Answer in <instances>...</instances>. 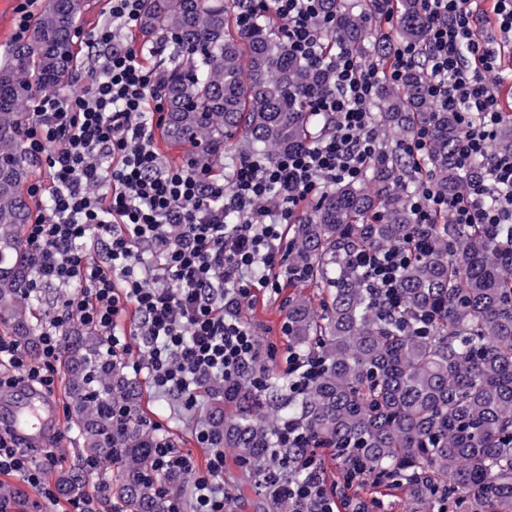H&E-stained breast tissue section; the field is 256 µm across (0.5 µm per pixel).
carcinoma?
Returning a JSON list of instances; mask_svg holds the SVG:
<instances>
[{
  "label": "carcinoma",
  "mask_w": 512,
  "mask_h": 512,
  "mask_svg": "<svg viewBox=\"0 0 512 512\" xmlns=\"http://www.w3.org/2000/svg\"><path fill=\"white\" fill-rule=\"evenodd\" d=\"M89 9L90 0H47L32 39L0 63V320L31 348L43 299L25 294L34 259L22 188L34 165L22 136L34 93L68 80ZM393 9L399 37L425 45L419 0H395ZM323 12L335 19L330 45L357 57L383 21L376 0H324ZM139 29L172 47L158 71L162 137L190 148L199 164H217L228 143L273 162L332 130V117L306 105L330 89L331 71L294 57L263 19L242 33L224 0H142ZM370 106L394 144L360 180L331 188L288 225L285 331L289 349L315 357L311 376L295 394L262 354L249 373L215 390L205 426L244 475H260L290 418L303 436L284 450L287 478L300 477L294 461L328 449L345 484L403 491L413 512H512V224H450L443 213L417 223L409 196L422 181L453 196L483 172L480 158L458 162L456 114L435 107L419 65L397 84L381 81ZM421 129L427 147L417 164L402 147ZM494 149L512 152L511 114ZM391 246L410 251L394 303L367 288L350 262L358 250ZM307 288L322 289L320 306ZM60 361L83 459L117 458L127 512H171L181 476L152 473L156 437L144 431L135 386L105 355L103 338L82 326L65 331ZM115 401L130 410L120 425ZM58 486L84 496L70 474Z\"/></svg>",
  "instance_id": "carcinoma-1"
}]
</instances>
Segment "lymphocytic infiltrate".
Wrapping results in <instances>:
<instances>
[{
  "instance_id": "lymphocytic-infiltrate-1",
  "label": "lymphocytic infiltrate",
  "mask_w": 512,
  "mask_h": 512,
  "mask_svg": "<svg viewBox=\"0 0 512 512\" xmlns=\"http://www.w3.org/2000/svg\"><path fill=\"white\" fill-rule=\"evenodd\" d=\"M427 22L425 52L397 44L387 69L360 63L350 52H328L333 28L321 0H236L238 21L248 27L257 14L279 22L293 56L329 68L331 90L309 101L311 111L336 119L334 131L313 147H301L271 163L241 159L227 178L208 165H165L153 147L147 116H161L158 75L128 34L138 26L141 0H108L110 23L95 28L88 41L103 59L104 76L83 89L41 93L34 99L24 149L38 158L47 181L27 186L28 196L48 199L49 207L24 228L33 252L28 286L66 292L39 352L29 355L17 340L0 336V388L27 381L54 392L60 379L61 336L65 326H81L105 336L113 357L128 352L136 337L144 354L133 372H146L155 392L196 410L203 383L244 375L259 356L254 329L241 317L255 290L269 287V271L283 260V228L298 209L336 184L359 180L383 147L370 108L380 80L401 82L417 56H424L432 99L461 118L458 154L482 158V176L464 193L444 197L430 184L412 198L420 223L446 213L453 224H512V153L492 152L503 120L499 87L512 76L503 51L512 40V0H420ZM235 223H225V215ZM101 243L92 257L86 240ZM404 249L369 250L354 260L368 287L389 298L398 286ZM137 314L135 334L118 318L126 308ZM195 439L204 462L160 442L151 467L160 474L188 472V502L174 512H226L224 448L206 427ZM54 449L34 460L13 432L0 430V475L21 479L47 501H56L46 480L56 465ZM305 476L286 479L280 466L266 468L263 484L293 512H336V494L327 487L324 459L300 461Z\"/></svg>"
}]
</instances>
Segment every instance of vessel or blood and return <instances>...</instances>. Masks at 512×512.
Instances as JSON below:
<instances>
[{
	"mask_svg": "<svg viewBox=\"0 0 512 512\" xmlns=\"http://www.w3.org/2000/svg\"><path fill=\"white\" fill-rule=\"evenodd\" d=\"M0 424L8 426L23 446L38 448L56 432V408L47 394L21 382L0 394Z\"/></svg>",
	"mask_w": 512,
	"mask_h": 512,
	"instance_id": "1",
	"label": "vessel or blood"
}]
</instances>
